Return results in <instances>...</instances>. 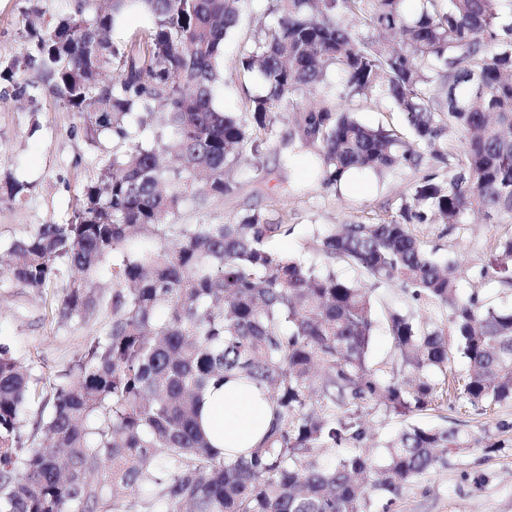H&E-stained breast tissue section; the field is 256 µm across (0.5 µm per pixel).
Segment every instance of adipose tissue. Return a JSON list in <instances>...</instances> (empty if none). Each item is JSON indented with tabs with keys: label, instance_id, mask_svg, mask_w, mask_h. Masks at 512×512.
I'll return each instance as SVG.
<instances>
[{
	"label": "adipose tissue",
	"instance_id": "1",
	"mask_svg": "<svg viewBox=\"0 0 512 512\" xmlns=\"http://www.w3.org/2000/svg\"><path fill=\"white\" fill-rule=\"evenodd\" d=\"M272 419L262 391L238 379L209 387L203 394L200 425L224 456L247 453L265 435Z\"/></svg>",
	"mask_w": 512,
	"mask_h": 512
}]
</instances>
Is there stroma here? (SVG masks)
Listing matches in <instances>:
<instances>
[{
  "label": "stroma",
  "mask_w": 512,
  "mask_h": 512,
  "mask_svg": "<svg viewBox=\"0 0 512 512\" xmlns=\"http://www.w3.org/2000/svg\"><path fill=\"white\" fill-rule=\"evenodd\" d=\"M269 0H241L237 28L224 41V80L215 103L226 112L242 109L245 96L239 72L240 52L260 24L273 23L267 11ZM28 0H0V59L21 55L26 48L25 12ZM79 114L66 110L53 98L42 99L38 108L13 98H0V178L11 174L30 183L25 199L13 203L0 199V243L26 237L37 225L66 222L76 196L93 175L100 159L114 148L111 140L94 144L81 130ZM318 148L306 145L301 115L285 113L263 156V171L255 173L249 161H242L235 178L234 195L210 200L204 216L207 222L231 221L241 210L257 206L288 210L292 229L275 241L277 250L322 266L325 257L312 251L313 241L328 233L333 225L367 221L385 201H397L418 174L410 168H397L381 175L351 174L337 189L322 187L316 173ZM191 207H184L176 220L196 223ZM512 230V217L489 220L469 215L466 224L447 231L439 224H420L416 233L427 248L455 258L461 270V294L480 291L485 300L498 308H512V288L479 280L480 268L490 258L492 241ZM104 300L87 321H63L54 314L55 292L35 295L20 287H0V342L10 344L17 355L33 361L35 371L51 378L70 364L75 352L93 336L99 335L112 318L109 300L111 281H103ZM512 422V405L506 404L489 416H465L447 410L445 416L429 411L416 416L421 425L439 422L459 425L479 438L486 427L497 421ZM505 438L510 446L498 456L482 459L473 452L456 458L448 469L424 479L403 491L392 512H512V433ZM480 470L489 481L482 491H472L463 479V470Z\"/></svg>",
  "instance_id": "35a3bbf8"
}]
</instances>
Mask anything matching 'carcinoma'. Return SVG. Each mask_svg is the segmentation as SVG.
<instances>
[{
	"mask_svg": "<svg viewBox=\"0 0 512 512\" xmlns=\"http://www.w3.org/2000/svg\"><path fill=\"white\" fill-rule=\"evenodd\" d=\"M80 0L47 27L27 11L26 52L0 62V80L36 105L46 95L83 118L94 141H117L83 186L73 215L4 247L7 280L36 294L63 285L56 311L84 321L112 279V321L84 343L50 391L0 343V512H390L403 490L482 446L456 427L406 425L368 451V416L407 420L451 407L486 416L512 404V309L458 292L459 266L415 233L453 229L475 209L512 214V0H271L275 24L244 47L239 74L259 79L242 111L215 105L224 39L240 0ZM146 24L110 37L125 17ZM34 70L38 81L22 79ZM336 92L303 112L320 146L326 189L354 171L424 169L371 224L333 227L316 268L272 247L288 213L246 209L225 224H175L234 193L247 150L258 160L296 96ZM377 94L406 116L412 139L372 128L336 101ZM30 184L0 183L11 202ZM480 277L512 286V234L491 245ZM357 268L364 284L336 274ZM446 313L453 339L407 308L386 315L392 363L370 361L375 294ZM460 356L466 368L452 366ZM242 377L267 396L270 428L228 459L199 428L205 390ZM334 453L331 463L322 457Z\"/></svg>",
	"mask_w": 512,
	"mask_h": 512,
	"instance_id": "carcinoma-1",
	"label": "carcinoma"
}]
</instances>
